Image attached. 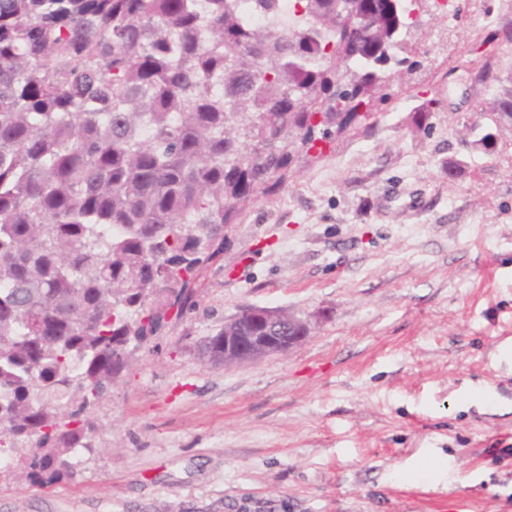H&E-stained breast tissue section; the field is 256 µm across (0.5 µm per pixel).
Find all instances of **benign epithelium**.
<instances>
[{"mask_svg":"<svg viewBox=\"0 0 512 512\" xmlns=\"http://www.w3.org/2000/svg\"><path fill=\"white\" fill-rule=\"evenodd\" d=\"M309 325L280 311L247 308L224 323V351L208 354L216 365H244L271 355L285 354L302 344Z\"/></svg>","mask_w":512,"mask_h":512,"instance_id":"7a95c632","label":"benign epithelium"}]
</instances>
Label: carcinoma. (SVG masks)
I'll return each instance as SVG.
<instances>
[{
  "label": "carcinoma",
  "mask_w": 512,
  "mask_h": 512,
  "mask_svg": "<svg viewBox=\"0 0 512 512\" xmlns=\"http://www.w3.org/2000/svg\"><path fill=\"white\" fill-rule=\"evenodd\" d=\"M0 0V477L48 487L299 155L375 117L418 20L391 0ZM470 127L512 123V80ZM151 136L142 137L144 128Z\"/></svg>",
  "instance_id": "cac0c4a2"
}]
</instances>
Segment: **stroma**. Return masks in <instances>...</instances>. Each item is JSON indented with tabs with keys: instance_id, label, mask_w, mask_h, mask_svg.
I'll return each mask as SVG.
<instances>
[{
	"instance_id": "35a3bbf8",
	"label": "stroma",
	"mask_w": 512,
	"mask_h": 512,
	"mask_svg": "<svg viewBox=\"0 0 512 512\" xmlns=\"http://www.w3.org/2000/svg\"><path fill=\"white\" fill-rule=\"evenodd\" d=\"M455 4L423 14L369 129L230 227L194 307L95 406L74 478L1 481L0 512H512V126L467 143L496 93L478 70L512 78V0ZM249 306L309 338L211 363L203 340Z\"/></svg>"
}]
</instances>
